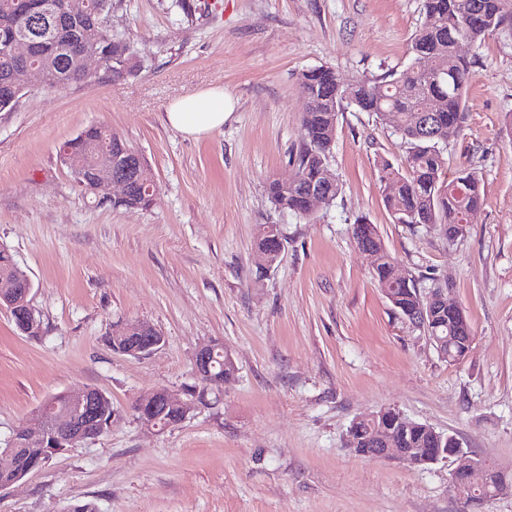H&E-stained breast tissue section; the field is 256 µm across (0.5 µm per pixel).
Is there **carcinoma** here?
<instances>
[{
  "label": "carcinoma",
  "instance_id": "1",
  "mask_svg": "<svg viewBox=\"0 0 512 512\" xmlns=\"http://www.w3.org/2000/svg\"><path fill=\"white\" fill-rule=\"evenodd\" d=\"M40 1L51 10L65 0H0V38L10 32L29 31L27 25L33 5ZM512 30V0H423V17L411 39L415 60L429 62L438 71L427 77L413 66L381 78H361L352 85L350 95L336 71L318 67L301 73L299 88L308 99L301 122V144L297 156V179L269 184L274 205L282 210L307 213L305 197L311 187L324 185L328 158L336 130L338 112L344 100L353 102L362 112L377 115L387 110L396 113L394 127L408 145L406 169L400 170L389 160L377 161L378 179L392 180L385 205L397 224L428 225L448 241L465 229L466 216L484 204L481 177L473 169H463L452 180L444 176L448 128L436 136H426L425 115L429 102L443 101L444 114L458 126L466 120L465 92L474 76L473 61L458 54L461 42L472 45L502 30ZM33 62L46 73V86H73L96 80L81 75L76 62L79 52L98 53L104 57L103 70L119 79L134 74L115 62L127 49L122 40L107 42L93 30L90 17L76 19L54 28L48 35L35 39ZM23 62L0 60V112L11 111L22 92L26 68ZM73 153L83 156L86 193H93L92 169L99 155L116 158L130 146L112 129L90 125L68 142ZM353 239L358 246L376 249L379 262L374 267L378 287L396 296L397 310L410 309L421 296L412 277L400 283L394 279L396 268L377 227L366 222L353 225ZM284 248V238L276 224L260 226L256 251L259 267L274 265ZM405 448H430L429 425L415 423L401 435Z\"/></svg>",
  "mask_w": 512,
  "mask_h": 512
}]
</instances>
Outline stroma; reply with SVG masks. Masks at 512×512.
Returning <instances> with one entry per match:
<instances>
[{
	"instance_id": "obj_1",
	"label": "stroma",
	"mask_w": 512,
	"mask_h": 512,
	"mask_svg": "<svg viewBox=\"0 0 512 512\" xmlns=\"http://www.w3.org/2000/svg\"><path fill=\"white\" fill-rule=\"evenodd\" d=\"M423 0H112V35L139 71L38 87L0 112V245L33 282L42 334L21 335L0 309V448L48 397L94 387L111 428L0 489V512H457L452 466L356 454L354 419L382 409L454 436L512 473V32L474 59L468 117L450 137L446 177L474 167L483 207L449 242L394 223L375 162L404 166L390 120L355 106L338 115L329 167L341 191L300 216L279 210L271 181L296 171L306 102L298 78L332 67L343 83L410 65ZM220 87L232 112L192 139L164 122L180 97ZM112 128L153 171L144 209L98 203L62 146ZM374 224L400 274L448 284L473 341L457 363L406 322L352 237ZM279 225V261L255 263L260 225ZM121 320L163 345L135 358L106 341ZM215 342L237 373L202 385L180 424L143 429L132 406L155 388L200 385L199 346Z\"/></svg>"
}]
</instances>
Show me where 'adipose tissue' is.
<instances>
[{
  "label": "adipose tissue",
  "instance_id": "ef3b65f1",
  "mask_svg": "<svg viewBox=\"0 0 512 512\" xmlns=\"http://www.w3.org/2000/svg\"><path fill=\"white\" fill-rule=\"evenodd\" d=\"M227 117L224 91L210 88L172 101L165 112L168 125L198 139L223 126Z\"/></svg>",
  "mask_w": 512,
  "mask_h": 512
}]
</instances>
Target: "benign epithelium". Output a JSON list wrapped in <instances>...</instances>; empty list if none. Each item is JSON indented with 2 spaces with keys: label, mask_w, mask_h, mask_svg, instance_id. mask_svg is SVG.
I'll return each instance as SVG.
<instances>
[{
  "label": "benign epithelium",
  "mask_w": 512,
  "mask_h": 512,
  "mask_svg": "<svg viewBox=\"0 0 512 512\" xmlns=\"http://www.w3.org/2000/svg\"><path fill=\"white\" fill-rule=\"evenodd\" d=\"M34 43L29 35L12 36L0 43V57L12 61L24 62L32 58ZM94 191L103 200L121 202L127 198L140 174L129 175L128 168L116 171L112 162L108 160L97 163L94 172ZM33 283L28 274L16 269L15 276L0 279V308L9 312L18 331L26 336L40 331L35 310L30 304V295ZM442 305L448 309V323L451 325V335L448 341H439L438 347L441 356L450 362L463 359L468 352L472 336L463 335L462 329L457 327L458 311L460 307L454 305L444 297L443 289L432 288L421 300L417 308L407 312L403 318L412 325L425 331L430 330L432 314L436 307ZM112 338L122 342L115 351L134 357H143L163 342L162 335L152 326L135 320L123 321L112 328ZM220 345L208 343L202 345L195 354L194 369L197 377L204 382H217L228 378L224 373H215L212 370V355ZM65 400L53 395L47 398L34 412V425L23 424L14 432L9 441V447L4 454L10 458V464L3 468L1 473H12L17 470L27 475L47 463L53 455L64 449L92 440L100 436L111 427L115 415L106 413L107 396L95 389L85 388L77 392H65ZM202 396L195 389L186 392V398L177 397L166 389H155L147 392L142 402L138 418L143 426L155 431L159 429L154 415L159 405L172 407L178 410L180 419L187 415L200 403ZM375 424L373 440L378 446L379 456L393 455L409 459L418 466L436 464L441 461L452 463L451 485L461 504L472 509L477 504L500 495L507 487L506 482L494 483V471L489 464L466 454L457 440L451 436H444L433 432L435 447L420 448L413 451L398 447L392 429L403 423L402 414L394 409H384L370 415ZM27 443H35L43 449L42 454L24 467H19L13 449ZM477 470L483 472L480 483L472 481L473 473Z\"/></svg>",
  "instance_id": "obj_1"
}]
</instances>
